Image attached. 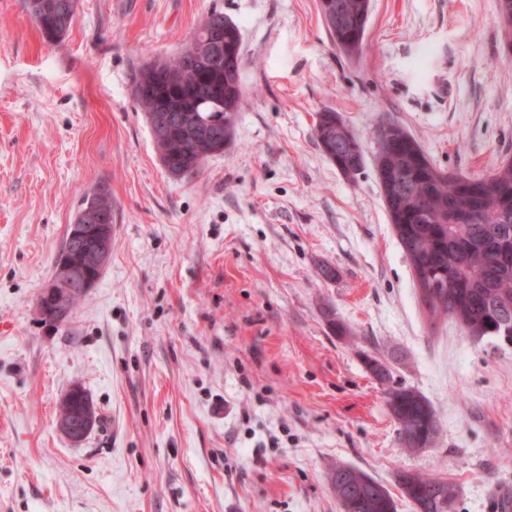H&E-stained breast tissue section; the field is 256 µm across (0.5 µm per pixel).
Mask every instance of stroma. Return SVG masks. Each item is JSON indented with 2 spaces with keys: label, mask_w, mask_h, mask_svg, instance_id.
<instances>
[{
  "label": "stroma",
  "mask_w": 512,
  "mask_h": 512,
  "mask_svg": "<svg viewBox=\"0 0 512 512\" xmlns=\"http://www.w3.org/2000/svg\"><path fill=\"white\" fill-rule=\"evenodd\" d=\"M316 3L77 0L48 44L0 0V512H341L339 464L396 512L403 471L455 484L456 512L512 484V347L429 319L373 165L346 179L313 130L329 109L369 156L394 121L444 170L512 157L498 2L372 0L354 61ZM215 8L241 27L244 103L223 153L177 178L133 76ZM99 187L112 252L54 331L38 299ZM369 356L430 403L433 447L404 448ZM75 383L100 418L78 448L55 430Z\"/></svg>",
  "instance_id": "35a3bbf8"
}]
</instances>
